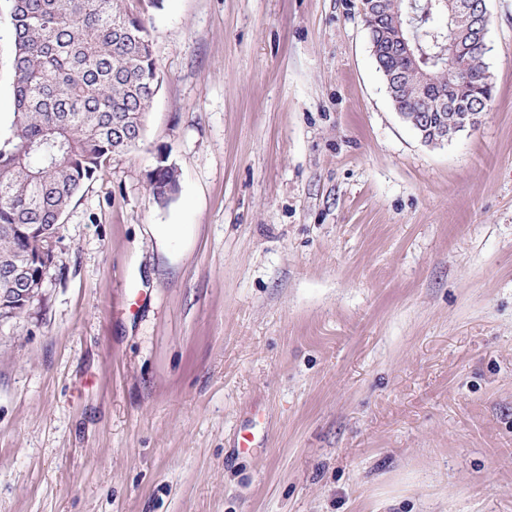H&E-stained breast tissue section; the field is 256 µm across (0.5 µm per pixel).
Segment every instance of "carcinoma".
<instances>
[{
    "mask_svg": "<svg viewBox=\"0 0 512 512\" xmlns=\"http://www.w3.org/2000/svg\"><path fill=\"white\" fill-rule=\"evenodd\" d=\"M365 18L372 56L387 80L396 111L413 125L423 111L420 71L432 88H448L441 61L448 38L467 30L464 15L451 16L444 0H372ZM413 13L422 50L412 63L391 49L394 24ZM13 43V121L0 137V317L18 318L27 305L10 297L8 268H28L37 283L56 266L55 240L82 186L108 158L136 150L145 118L159 89L153 40L130 0H9ZM487 45L466 35L463 53L471 82L436 109L451 114L484 110L492 83L484 62ZM159 204L171 201L179 177L168 156L158 154L147 172Z\"/></svg>",
    "mask_w": 512,
    "mask_h": 512,
    "instance_id": "cac0c4a2",
    "label": "carcinoma"
}]
</instances>
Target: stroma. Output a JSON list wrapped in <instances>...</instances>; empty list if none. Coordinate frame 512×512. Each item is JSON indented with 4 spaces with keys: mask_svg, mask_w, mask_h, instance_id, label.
Wrapping results in <instances>:
<instances>
[{
    "mask_svg": "<svg viewBox=\"0 0 512 512\" xmlns=\"http://www.w3.org/2000/svg\"><path fill=\"white\" fill-rule=\"evenodd\" d=\"M487 7L492 100L438 145L361 0L148 10L144 140L0 318V512H512V0ZM12 51L0 0L1 134ZM167 162V154L159 153L155 164L146 175L148 189L158 204H166L171 201L179 189L177 171L174 166Z\"/></svg>",
    "mask_w": 512,
    "mask_h": 512,
    "instance_id": "obj_1",
    "label": "stroma"
}]
</instances>
